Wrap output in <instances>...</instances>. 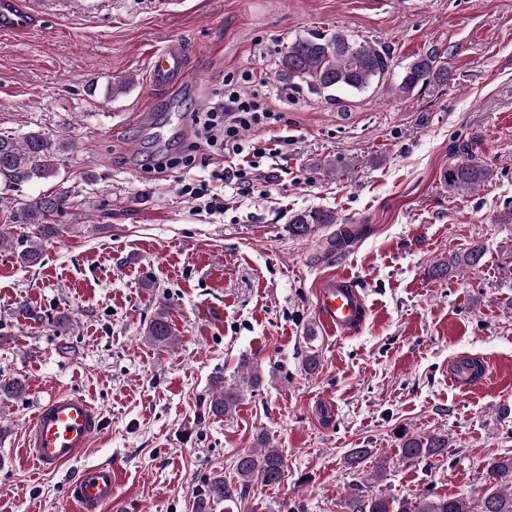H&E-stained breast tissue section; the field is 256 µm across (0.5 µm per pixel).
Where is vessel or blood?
<instances>
[{
    "label": "vessel or blood",
    "instance_id": "obj_1",
    "mask_svg": "<svg viewBox=\"0 0 512 512\" xmlns=\"http://www.w3.org/2000/svg\"><path fill=\"white\" fill-rule=\"evenodd\" d=\"M29 25L28 12L16 9L12 0H0L1 31L21 32ZM186 54L185 46L175 41L151 55L149 80L154 88L163 90L180 81ZM316 307L320 324L331 335L355 332L366 316L364 300L345 274H331L320 281ZM100 428V414L86 398L78 394L53 396L39 407L25 429V454L39 470L57 471L78 459ZM113 473L112 466L96 465L72 476L71 498L79 512H110Z\"/></svg>",
    "mask_w": 512,
    "mask_h": 512
}]
</instances>
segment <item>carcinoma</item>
Instances as JSON below:
<instances>
[{
    "mask_svg": "<svg viewBox=\"0 0 512 512\" xmlns=\"http://www.w3.org/2000/svg\"><path fill=\"white\" fill-rule=\"evenodd\" d=\"M393 58L374 46L356 42L345 33H311L288 43L281 52L277 72L290 88L306 86L310 91L324 94L330 100L345 92L363 91L371 83L388 74ZM429 83H448V67L438 61V55L428 52L417 56L407 67L396 91L403 97L413 94L419 86ZM63 144L40 133H29L23 140L0 137V179L8 185H20L34 178H47L55 174L58 153ZM494 170L478 155L466 152L460 162L448 168L444 182L448 191L472 190L493 178ZM71 191L61 188L53 195L32 199L19 208L13 219L34 227L26 236L19 259L27 264L36 263L42 256L44 243L58 233L57 225L47 223V217L62 211L68 204ZM336 223L331 211L304 210L293 213L288 221V234L299 240L314 237L325 224ZM484 257V247L473 245L463 252L452 254L448 261L434 267L441 278L449 274L478 266ZM146 340L158 347L175 344L176 335L169 322L168 307L161 305L145 329ZM207 409L214 417L232 415L239 402L240 392L225 388L224 381H214ZM23 381L0 380V396L18 399L24 396ZM448 448V435L433 433L400 435V455L406 461L436 458ZM372 449L352 448L345 455L348 469L359 475L347 493L341 507L343 512H512V457L492 458L483 469L484 484L475 496L436 495L426 488L412 498H397L384 489L374 487L387 480L386 462H381L369 473L364 467ZM238 481H226L216 475L209 479L205 489L196 498L194 512H213L217 503L236 504L249 493L251 482L262 480L267 485L279 484L285 477L283 455L276 449L242 451L234 460Z\"/></svg>",
    "mask_w": 512,
    "mask_h": 512,
    "instance_id": "obj_1",
    "label": "carcinoma"
}]
</instances>
